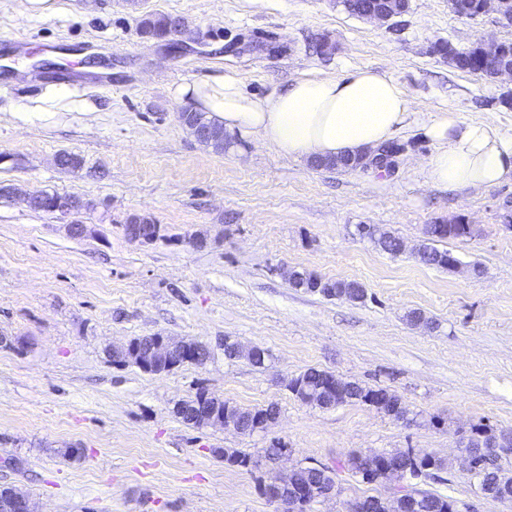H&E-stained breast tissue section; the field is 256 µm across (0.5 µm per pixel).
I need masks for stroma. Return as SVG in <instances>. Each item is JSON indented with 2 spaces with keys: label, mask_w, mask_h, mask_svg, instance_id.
<instances>
[{
  "label": "stroma",
  "mask_w": 512,
  "mask_h": 512,
  "mask_svg": "<svg viewBox=\"0 0 512 512\" xmlns=\"http://www.w3.org/2000/svg\"><path fill=\"white\" fill-rule=\"evenodd\" d=\"M53 11L18 19L0 0V186L76 193L92 207L60 217L0 197V486L26 492L35 512H273L271 473L336 470L337 495L318 512L385 497L342 469L347 455L413 450L445 461L425 489L461 501L476 482L464 472L456 429L485 420L512 432V182L482 189L433 185L437 145L419 127L395 169L315 168L240 133L217 153L180 123L178 87L231 72L246 93L311 76L381 69L423 119L445 115L512 128V81L453 68L435 46L512 41L488 12L457 16L448 0H410L387 28L349 15L336 0H53ZM150 14L182 17L196 36L183 47L142 35ZM260 42L236 55L228 44ZM330 41V55L313 42ZM50 61L106 77L59 94L35 67ZM82 167H58L59 153ZM150 215L162 236L124 234L127 215ZM463 218V239H431L432 224ZM91 234L67 235L68 223ZM403 243L380 249L359 227ZM451 252L453 269L423 264L425 246ZM295 269L355 280L361 302L292 287ZM421 312L413 324L409 312ZM160 333L194 339L211 355L151 375L118 366L113 346ZM269 353L264 367L224 356L225 337ZM317 367L397 392L416 414L405 424L362 404H305L290 378ZM243 408L270 402L278 423L239 434L191 427L174 405L198 391ZM288 454H263L275 442ZM81 454L64 458L62 449ZM231 448L261 458L225 466Z\"/></svg>",
  "instance_id": "35a3bbf8"
}]
</instances>
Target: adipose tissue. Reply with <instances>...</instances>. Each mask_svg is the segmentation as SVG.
Segmentation results:
<instances>
[{"instance_id":"adipose-tissue-1","label":"adipose tissue","mask_w":512,"mask_h":512,"mask_svg":"<svg viewBox=\"0 0 512 512\" xmlns=\"http://www.w3.org/2000/svg\"><path fill=\"white\" fill-rule=\"evenodd\" d=\"M192 111L228 132L250 135L270 151L296 158L333 159L372 153L415 118L414 103L390 74L362 69L346 77H304L265 97L245 93L232 73H211L179 88ZM437 144L429 179L448 188L512 181V129L486 122L429 119Z\"/></svg>"}]
</instances>
